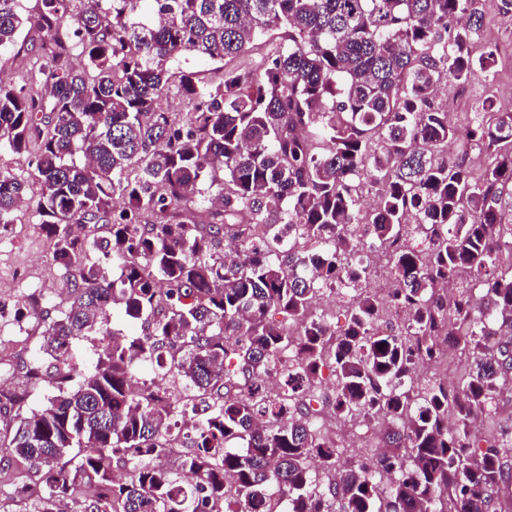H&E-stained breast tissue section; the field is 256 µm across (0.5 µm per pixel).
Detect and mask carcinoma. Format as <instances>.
Wrapping results in <instances>:
<instances>
[{
  "label": "carcinoma",
  "mask_w": 512,
  "mask_h": 512,
  "mask_svg": "<svg viewBox=\"0 0 512 512\" xmlns=\"http://www.w3.org/2000/svg\"><path fill=\"white\" fill-rule=\"evenodd\" d=\"M39 2L0 0V50L26 22L48 39L30 82L0 77V145L38 144L32 175L0 168V234L36 197L71 297L14 314L41 332L25 383L0 380V451L35 480L0 512H490L512 448V425L478 430L512 369V339L487 343L512 333V113L461 133L435 105L442 79L495 65L473 52L480 0ZM185 55L221 67L202 78ZM450 141L489 151L480 177ZM360 180L381 188L370 210ZM383 245L397 328L363 289L360 256ZM338 288L339 331L314 308ZM116 306L144 332L112 330ZM445 340L465 373L412 380ZM276 365L281 392H249ZM314 402L385 424L388 451L340 462L303 418Z\"/></svg>",
  "instance_id": "1"
}]
</instances>
